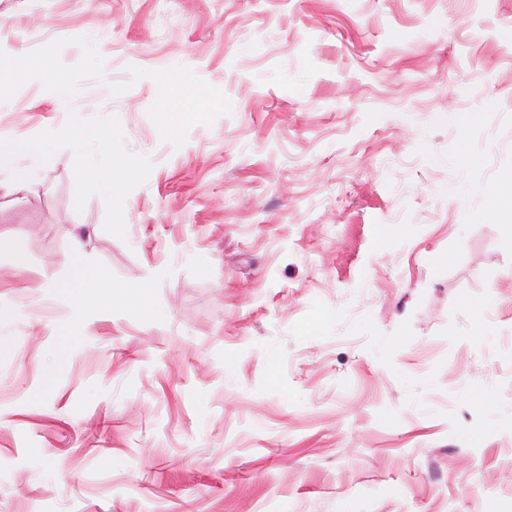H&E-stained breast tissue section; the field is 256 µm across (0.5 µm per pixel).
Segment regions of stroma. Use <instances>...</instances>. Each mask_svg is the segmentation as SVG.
<instances>
[{"mask_svg":"<svg viewBox=\"0 0 512 512\" xmlns=\"http://www.w3.org/2000/svg\"><path fill=\"white\" fill-rule=\"evenodd\" d=\"M75 36L154 167L122 241L0 166V512H512V0H0Z\"/></svg>","mask_w":512,"mask_h":512,"instance_id":"35a3bbf8","label":"stroma"}]
</instances>
